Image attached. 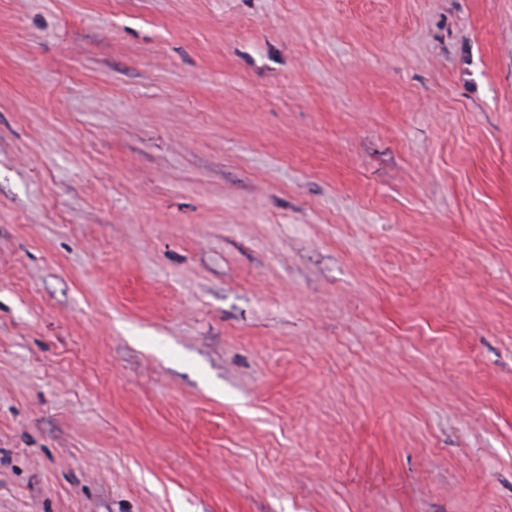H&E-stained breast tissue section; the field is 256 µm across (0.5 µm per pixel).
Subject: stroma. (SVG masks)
<instances>
[{"instance_id":"obj_1","label":"stroma","mask_w":512,"mask_h":512,"mask_svg":"<svg viewBox=\"0 0 512 512\" xmlns=\"http://www.w3.org/2000/svg\"><path fill=\"white\" fill-rule=\"evenodd\" d=\"M0 512H512V0H0Z\"/></svg>"}]
</instances>
